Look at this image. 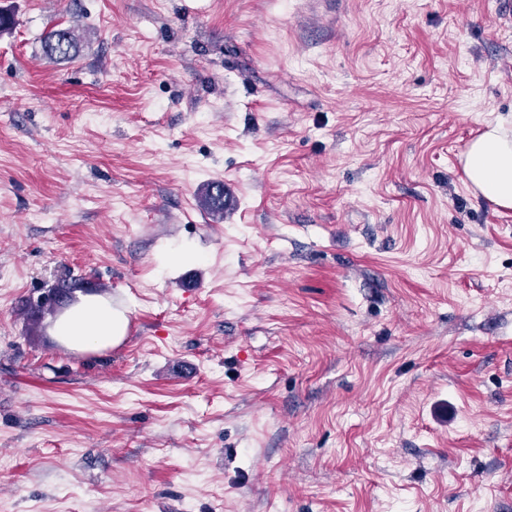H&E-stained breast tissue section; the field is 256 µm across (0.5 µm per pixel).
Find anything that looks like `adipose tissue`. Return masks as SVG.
Returning a JSON list of instances; mask_svg holds the SVG:
<instances>
[{
	"mask_svg": "<svg viewBox=\"0 0 512 512\" xmlns=\"http://www.w3.org/2000/svg\"><path fill=\"white\" fill-rule=\"evenodd\" d=\"M461 161L473 190L501 210L512 209V129L504 120L487 124L464 152ZM128 319L106 299L88 295L55 322L56 336L67 346L80 350L120 344Z\"/></svg>",
	"mask_w": 512,
	"mask_h": 512,
	"instance_id": "ef3b65f1",
	"label": "adipose tissue"
}]
</instances>
